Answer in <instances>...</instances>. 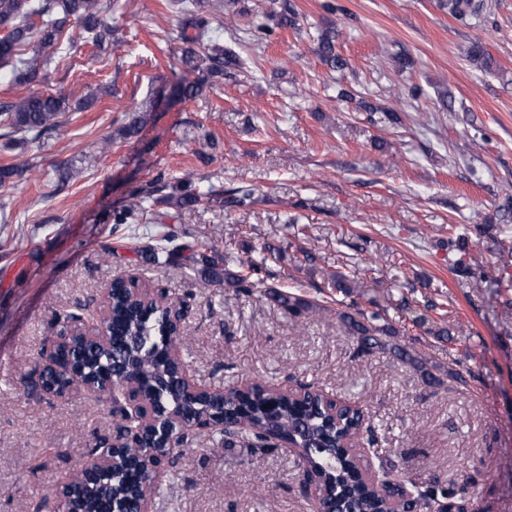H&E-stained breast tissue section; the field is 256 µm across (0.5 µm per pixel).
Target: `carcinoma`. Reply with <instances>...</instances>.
I'll return each mask as SVG.
<instances>
[{
  "mask_svg": "<svg viewBox=\"0 0 512 512\" xmlns=\"http://www.w3.org/2000/svg\"><path fill=\"white\" fill-rule=\"evenodd\" d=\"M183 15L180 39L188 44L183 49L181 62L189 72L205 71L208 74H224V66L237 63L234 52L211 44L208 36V21L193 11V3L174 0ZM481 0H448V12L462 23L483 10ZM104 7L100 0H0V28L7 33L0 36V67L12 68L14 79L18 82L32 83L39 78L40 64L44 50L52 46L57 35L67 26L75 25L79 29L93 34L94 42L100 44L112 36V29L102 18ZM32 45L33 55L27 59L21 57L20 50ZM319 54L326 64L337 70L347 66L346 60L336 54L335 33L322 32L319 38ZM71 108L69 98L62 95L37 93L17 102L0 105V114L5 113L11 122L13 133L33 138L46 135L57 126V119ZM156 192L151 185L142 190L128 207L114 215L113 222L125 224L140 209L144 202ZM186 260L202 266L207 272L202 287H207L213 278L219 275L215 257L208 253V247L193 252ZM238 271L224 270V283L260 298L273 301L288 311L293 317L303 312L316 311L317 305L296 296L282 292L274 287H266L261 281L249 280L245 270H254L249 257L237 258ZM114 308L102 304L100 311L113 310L112 351L88 347V358L94 363H105L111 353L121 354L125 346L137 340L142 346V360L136 375V384L141 393L152 401L162 400L188 419L195 418L212 408L205 399L189 398L181 388L178 366L167 360L160 342L158 331L165 326V311L157 306L146 311L136 296L129 294L114 297ZM350 335L354 336L360 351L370 354L376 350H390L400 361L408 363L421 373L428 383L439 378L433 373L435 365L425 358L413 354L392 338L399 331L388 323L379 311H366L352 299L339 313ZM275 390L268 388H240L233 386L224 391V410L227 428L221 429L224 446L234 445L243 434H248L255 445H269L268 434L276 431L281 438L292 435L298 447V455L304 469L320 471L324 484L329 490H335L346 484H355L357 497L350 502L356 512H389V504L376 490L375 486L360 479L359 468L355 461L342 448L347 425L332 426L328 419L314 405H299L286 395L278 396L275 420L269 419L268 402ZM321 441L328 451L320 454L307 450L309 445ZM68 483L71 493L85 512H108L112 502H126L138 495L151 494L154 486L147 474L136 477L114 474L102 477L90 484L80 483L69 474L59 479ZM454 499L451 491L428 489L418 493L404 503L405 512H445L448 501Z\"/></svg>",
  "mask_w": 512,
  "mask_h": 512,
  "instance_id": "1",
  "label": "carcinoma"
}]
</instances>
